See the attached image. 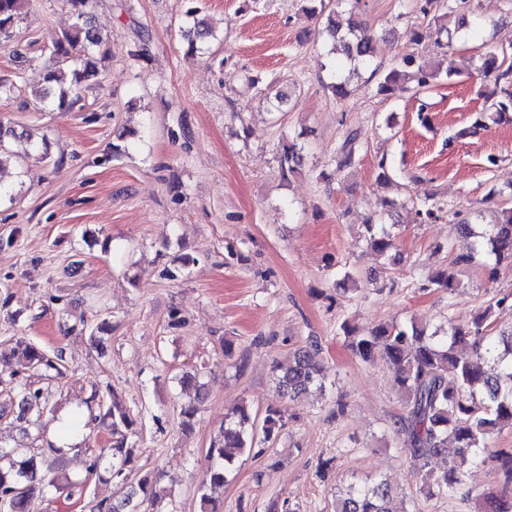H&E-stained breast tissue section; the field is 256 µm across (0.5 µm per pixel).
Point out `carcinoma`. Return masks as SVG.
I'll return each mask as SVG.
<instances>
[{"label":"carcinoma","mask_w":512,"mask_h":512,"mask_svg":"<svg viewBox=\"0 0 512 512\" xmlns=\"http://www.w3.org/2000/svg\"><path fill=\"white\" fill-rule=\"evenodd\" d=\"M27 0H0V39L12 36L22 19ZM185 17L192 25L184 31L189 43V53L198 52L197 41L208 30L197 18L196 0H188ZM320 7H311L310 14L324 18V31L343 48L346 61L355 67L370 70V78L377 79V93L386 97L417 96L431 87L445 74L454 75L453 66L442 71L405 56L398 65L385 69L375 62L373 39L365 27L353 20L345 31L339 29L335 9L319 0ZM77 22L50 48L54 67L45 81L47 86L37 97L49 102L57 110H69L74 100L64 86L65 80L75 87L95 83L100 73L99 63L108 55L102 48L103 39L88 20L91 0H69ZM441 0H424L420 11L428 18L425 32H416L437 39L448 35V27L439 21ZM482 70L496 75L502 83L500 94L487 98L475 114L472 128L486 127L493 119L512 116V55L502 50L490 52L482 60ZM360 137L350 132L336 153V168L342 171L359 161ZM300 148L294 143L284 146L278 164L282 177L294 173L301 164ZM442 207L432 197L425 198L416 215L420 222L439 219ZM379 219L369 216L364 221L371 247L383 254L393 247L392 236L384 229L377 230ZM489 260L485 264L489 278H494L505 259L512 260V205L499 207L497 222L490 225L467 254L455 257L458 264H471L477 257ZM491 309L479 314L473 325L464 329L450 322L439 332L427 333L415 325L410 327L379 325L362 335L357 328L346 324L343 330L350 338L353 352L364 361L382 355L392 366L394 382L407 398L408 414L400 420L399 432L403 436L401 449L413 462L418 472L425 473L422 489L450 497H465L466 475L460 464L448 461L439 473L428 470L431 460L445 452L448 442H453L456 454L463 460L502 461V474L512 483V451L490 450L494 436L505 427H512V334L491 336L487 324ZM321 348L314 343L294 354L288 368L277 376L278 388L290 395L299 394L312 387L323 388L319 366ZM25 368L35 374L50 378L64 377L63 351L52 354L30 346L24 352ZM0 390L15 394L17 414L13 421L23 432L29 428L41 430L39 420L31 419L34 410L41 409L43 390L24 380L21 373L0 370ZM112 398V406L104 404L99 393L92 400L97 402L103 416L112 419V442L92 451L88 472L94 475L107 473L116 486V495L110 500H100L91 512H164L161 508L164 495L157 488V478L148 472L132 479L130 474L137 448L128 443V435L135 433L137 418L118 401L112 386L105 389ZM286 421L281 410L268 408L263 418L253 417L248 409L239 406L234 417L224 423V430L211 442L206 454V466L197 489L201 512H219L218 505L205 493V489L226 482L227 475L237 460L247 454L254 459L267 455L277 441ZM73 482L67 476L52 472V464L45 455L28 454L22 448L0 446V512H26L28 501L35 493H60ZM487 508L483 512H512V496L489 492L484 497ZM392 492L382 480L366 484L356 491L336 494L334 512H395L391 508Z\"/></svg>","instance_id":"obj_1"}]
</instances>
